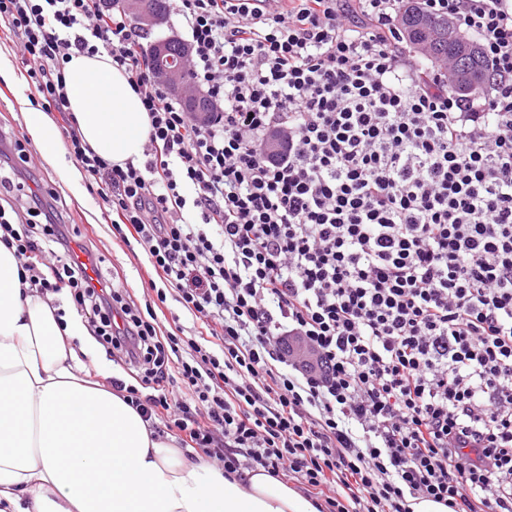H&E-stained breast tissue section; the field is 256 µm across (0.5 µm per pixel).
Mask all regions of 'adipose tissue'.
Wrapping results in <instances>:
<instances>
[{"instance_id": "ef3b65f1", "label": "adipose tissue", "mask_w": 512, "mask_h": 512, "mask_svg": "<svg viewBox=\"0 0 512 512\" xmlns=\"http://www.w3.org/2000/svg\"><path fill=\"white\" fill-rule=\"evenodd\" d=\"M68 106L100 156L140 163L150 119L106 53L65 65ZM0 243V512H317L262 471L187 460L79 362L84 334L23 282Z\"/></svg>"}]
</instances>
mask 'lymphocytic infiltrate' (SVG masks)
I'll return each mask as SVG.
<instances>
[{"label":"lymphocytic infiltrate","mask_w":512,"mask_h":512,"mask_svg":"<svg viewBox=\"0 0 512 512\" xmlns=\"http://www.w3.org/2000/svg\"><path fill=\"white\" fill-rule=\"evenodd\" d=\"M406 0H169L198 123L104 0H0L35 103L200 342L161 333L72 257L37 191L0 242L129 370L114 390L225 476L287 477L318 512H512V0H421L477 38L451 92L397 25ZM106 52L150 117L140 164L84 142L64 66Z\"/></svg>","instance_id":"1"}]
</instances>
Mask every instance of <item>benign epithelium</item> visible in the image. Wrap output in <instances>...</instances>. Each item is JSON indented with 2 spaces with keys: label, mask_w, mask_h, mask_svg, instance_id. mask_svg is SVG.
Masks as SVG:
<instances>
[{
  "label": "benign epithelium",
  "mask_w": 512,
  "mask_h": 512,
  "mask_svg": "<svg viewBox=\"0 0 512 512\" xmlns=\"http://www.w3.org/2000/svg\"><path fill=\"white\" fill-rule=\"evenodd\" d=\"M119 8L129 15L136 24L145 31H150L162 23V19L151 10L148 0H107L105 7ZM172 41L162 39L150 46L152 57L153 77L155 81L171 91L175 96L197 104L194 116L198 122L204 123L211 119L212 112L217 106L211 101L208 94L193 87L189 77L188 63L191 59L192 47L186 42L179 44V56L172 58L168 54ZM452 84L463 91L477 93L480 91L478 81L471 75L451 69Z\"/></svg>",
  "instance_id": "7a95c632"
}]
</instances>
